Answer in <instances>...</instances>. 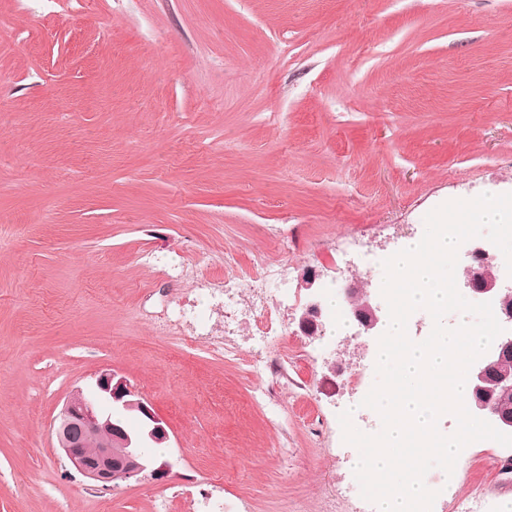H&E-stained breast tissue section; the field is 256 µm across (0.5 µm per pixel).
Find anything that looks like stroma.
Wrapping results in <instances>:
<instances>
[{"label": "stroma", "instance_id": "1", "mask_svg": "<svg viewBox=\"0 0 512 512\" xmlns=\"http://www.w3.org/2000/svg\"><path fill=\"white\" fill-rule=\"evenodd\" d=\"M490 189L512 193V0H0V512H373L339 415L378 420V339L313 342L302 274ZM227 250L292 270L286 388L248 334L160 331L192 302L223 328ZM104 370L167 422V478L102 489L57 448ZM511 453L467 448L432 512H512Z\"/></svg>", "mask_w": 512, "mask_h": 512}]
</instances>
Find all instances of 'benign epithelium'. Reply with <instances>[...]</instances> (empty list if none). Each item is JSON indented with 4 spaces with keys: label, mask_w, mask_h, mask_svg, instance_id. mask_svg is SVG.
I'll return each instance as SVG.
<instances>
[{
    "label": "benign epithelium",
    "mask_w": 512,
    "mask_h": 512,
    "mask_svg": "<svg viewBox=\"0 0 512 512\" xmlns=\"http://www.w3.org/2000/svg\"><path fill=\"white\" fill-rule=\"evenodd\" d=\"M317 275L310 273L302 279V287L313 292L312 300L302 310L299 328L307 333L321 326L323 314L320 296L314 294ZM471 294L482 301H496L500 294L512 292V285L501 279L489 276L465 282ZM341 299L351 306L352 319L358 323L363 333L368 336L379 331L382 324L380 307L372 304L366 294L349 286L342 289ZM501 326L504 331L495 339L493 346L486 354L471 366L472 398L470 410L487 418L497 417V428L506 434H512V414H501L483 398L485 385L494 379L499 386L512 388V373L499 372L492 374L498 357L512 354V309L502 311ZM97 392L85 395L77 389L65 401L56 428L58 447L70 461L72 466L103 488H110L119 481H127L140 475L161 480L169 476L172 465L167 459H159L150 453V448H161L169 441L166 422L159 417L151 404L144 398H133L125 379L114 372H103L96 379ZM107 402L109 408H135L145 423V434L132 441L130 437L112 421V413L106 412L101 402ZM105 434L107 443L95 450L89 457L82 452L86 439ZM122 448H133L140 461L129 460L123 456L112 455V442Z\"/></svg>",
    "instance_id": "benign-epithelium-1"
}]
</instances>
